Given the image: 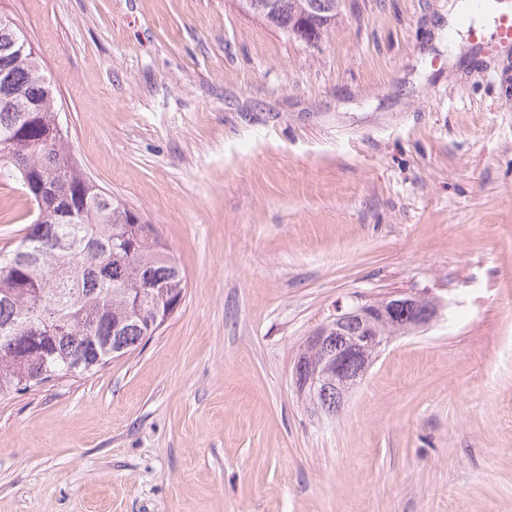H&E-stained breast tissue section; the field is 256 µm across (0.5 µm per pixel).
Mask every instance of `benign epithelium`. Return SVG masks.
<instances>
[{"mask_svg": "<svg viewBox=\"0 0 512 512\" xmlns=\"http://www.w3.org/2000/svg\"><path fill=\"white\" fill-rule=\"evenodd\" d=\"M429 301L431 298L426 295L397 293L377 301L337 306L336 313L305 339L304 347L312 354H319L321 361L311 365L308 358L303 357L297 362L292 372L295 391L309 400L315 414L334 421L369 367L393 340L391 336L382 335L374 327V321H397L401 310L413 309L421 312L417 321L403 322L400 327L408 333L417 332L431 325L440 315L439 305L430 306ZM348 323L357 326L356 335H341ZM350 353L362 359V367L355 373L343 366V360Z\"/></svg>", "mask_w": 512, "mask_h": 512, "instance_id": "benign-epithelium-1", "label": "benign epithelium"}]
</instances>
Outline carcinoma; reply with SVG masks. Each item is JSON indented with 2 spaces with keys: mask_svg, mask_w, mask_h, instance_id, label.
<instances>
[{
  "mask_svg": "<svg viewBox=\"0 0 512 512\" xmlns=\"http://www.w3.org/2000/svg\"><path fill=\"white\" fill-rule=\"evenodd\" d=\"M287 40L308 45L334 31L339 0H241ZM24 35L0 16V176L26 183L43 218L0 252V396L94 374L136 349L183 300L186 273L157 225L103 190L81 169L56 127V85L39 72ZM26 159V170L13 158ZM55 194L39 198L40 186ZM143 297L148 310L137 315Z\"/></svg>",
  "mask_w": 512,
  "mask_h": 512,
  "instance_id": "1",
  "label": "carcinoma"
}]
</instances>
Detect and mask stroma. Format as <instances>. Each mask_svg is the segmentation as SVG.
Returning a JSON list of instances; mask_svg holds the SVG:
<instances>
[{
    "instance_id": "obj_1",
    "label": "stroma",
    "mask_w": 512,
    "mask_h": 512,
    "mask_svg": "<svg viewBox=\"0 0 512 512\" xmlns=\"http://www.w3.org/2000/svg\"><path fill=\"white\" fill-rule=\"evenodd\" d=\"M449 0L287 41L236 0H0L85 173L157 224L177 312L0 396V512H512V48ZM0 177V249L31 220ZM422 293L335 421L291 385L337 302Z\"/></svg>"
}]
</instances>
